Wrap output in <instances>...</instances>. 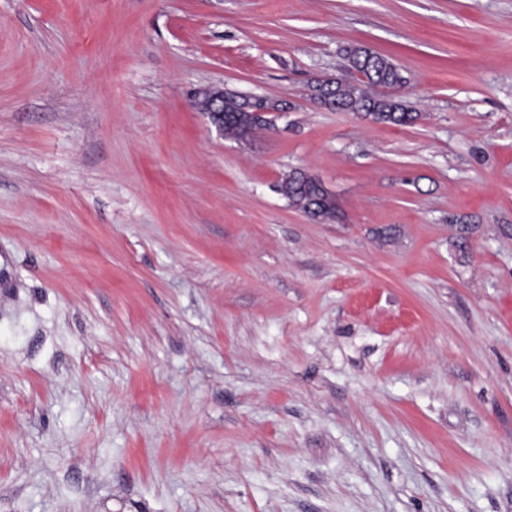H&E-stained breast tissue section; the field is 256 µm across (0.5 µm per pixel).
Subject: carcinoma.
<instances>
[{"instance_id": "obj_1", "label": "carcinoma", "mask_w": 512, "mask_h": 512, "mask_svg": "<svg viewBox=\"0 0 512 512\" xmlns=\"http://www.w3.org/2000/svg\"><path fill=\"white\" fill-rule=\"evenodd\" d=\"M352 68L363 76L360 82L343 79L317 86L321 96L336 100V109L363 114L380 123L411 125L418 114L403 101L390 94H375L365 85L393 89L406 83L400 67L387 58L369 50L350 46L345 48ZM252 104L245 96L224 93V134L244 138L251 128ZM289 205L311 216L318 223H333L339 219L338 207L326 195L320 181L303 171H294L280 185Z\"/></svg>"}]
</instances>
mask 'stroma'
Listing matches in <instances>:
<instances>
[{
    "label": "stroma",
    "mask_w": 512,
    "mask_h": 512,
    "mask_svg": "<svg viewBox=\"0 0 512 512\" xmlns=\"http://www.w3.org/2000/svg\"><path fill=\"white\" fill-rule=\"evenodd\" d=\"M0 512H512V0H0ZM365 48V47H363ZM350 46L344 49L352 68L360 73L364 81L350 82L343 79L318 85L316 91L321 96L336 100V110L370 116L374 121L393 125H411L418 119L403 101L390 94H375L363 87L371 85L385 89L401 87L406 78L400 67L387 58L371 51ZM317 93V96H318ZM200 94L207 95L213 103L209 111H203L196 105L194 98L196 108L200 112H207L210 122L221 135L244 138L249 134L252 104L247 97L224 92L222 89H205L199 91L195 97ZM222 98L224 109L220 105ZM289 205L311 216L318 223H333L339 219L338 207L326 195L320 181L303 171H294L280 185Z\"/></svg>",
    "instance_id": "stroma-1"
}]
</instances>
